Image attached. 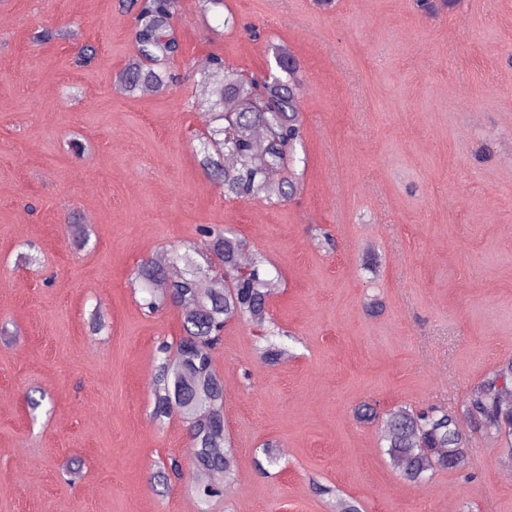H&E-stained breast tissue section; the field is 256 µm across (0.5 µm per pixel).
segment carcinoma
<instances>
[{"instance_id":"1","label":"carcinoma","mask_w":512,"mask_h":512,"mask_svg":"<svg viewBox=\"0 0 512 512\" xmlns=\"http://www.w3.org/2000/svg\"><path fill=\"white\" fill-rule=\"evenodd\" d=\"M134 11V57L119 74L129 95L145 85L163 88L175 74L167 69L180 45L171 19L177 0H129ZM275 67L245 81L236 69L214 57L213 72H204L209 88L202 103L211 115L207 149L201 159L206 174L217 179L228 199L279 204L298 189L297 147L303 146L302 89L299 61L283 45L272 47ZM206 248L190 246L167 272L148 263L132 273V282L147 290L144 308L157 312L171 303L182 308L183 335L176 345L158 347L160 363L153 382V419L172 416L186 423L192 441V471L202 480L192 485L198 502L207 504L224 494V483L236 475V457L224 431V382L213 364L212 351L231 321L257 327L264 345L260 358L272 365L286 355L280 342L285 332L270 313L269 299L279 279L259 254L245 264L247 243L226 229H198ZM224 263L229 281L201 287L212 258ZM466 415L485 431L512 437V362L477 385ZM457 414L445 406L413 410L397 408L384 417L386 454L410 483L438 470L463 466L465 440Z\"/></svg>"}]
</instances>
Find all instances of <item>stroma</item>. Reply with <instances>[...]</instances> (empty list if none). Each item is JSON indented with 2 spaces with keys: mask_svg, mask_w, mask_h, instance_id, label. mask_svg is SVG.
Wrapping results in <instances>:
<instances>
[{
  "mask_svg": "<svg viewBox=\"0 0 512 512\" xmlns=\"http://www.w3.org/2000/svg\"><path fill=\"white\" fill-rule=\"evenodd\" d=\"M134 25L119 0H0V512H199L192 475L153 479L191 457L185 423L151 418L182 311L145 314L131 275L202 225L277 269L289 351L265 364L240 321L213 351L238 471L209 512H336L318 483L361 512H512V451L464 413L512 361V0H179L181 79L148 97L116 84ZM277 44L301 63V183L229 200L200 164V63L259 76ZM363 403L452 408L464 467L406 482Z\"/></svg>",
  "mask_w": 512,
  "mask_h": 512,
  "instance_id": "1",
  "label": "stroma"
}]
</instances>
